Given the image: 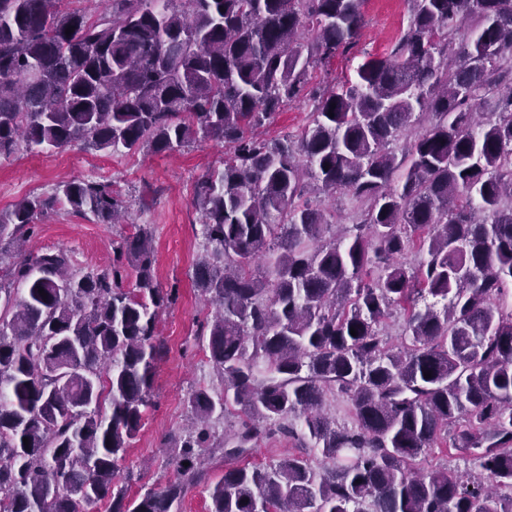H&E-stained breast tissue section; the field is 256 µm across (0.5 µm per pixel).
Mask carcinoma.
Here are the masks:
<instances>
[{"label":"carcinoma","mask_w":512,"mask_h":512,"mask_svg":"<svg viewBox=\"0 0 512 512\" xmlns=\"http://www.w3.org/2000/svg\"><path fill=\"white\" fill-rule=\"evenodd\" d=\"M64 2L0 0V159L228 147L193 188L194 284L215 308L200 334L221 388L187 398L180 478L128 498L118 462L151 404L171 300L151 231L79 277L66 253L19 242L59 204L117 224L121 195L84 179L24 198L0 213V512H179L211 448L224 474L209 512H512V0H410L389 51L320 93L296 141L255 131L356 43L366 0ZM310 181L365 203L361 223L325 238ZM395 313L398 352L384 335ZM335 387L351 428L323 410ZM232 409L239 426L217 442L211 424ZM274 435L331 467L245 461ZM429 448L472 458L484 480L419 467Z\"/></svg>","instance_id":"obj_1"}]
</instances>
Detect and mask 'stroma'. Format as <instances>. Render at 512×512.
<instances>
[{
  "label": "stroma",
  "mask_w": 512,
  "mask_h": 512,
  "mask_svg": "<svg viewBox=\"0 0 512 512\" xmlns=\"http://www.w3.org/2000/svg\"><path fill=\"white\" fill-rule=\"evenodd\" d=\"M363 12L365 24L357 44L310 70L301 95L261 128L263 138L299 136L310 121L316 93L355 79L366 57L385 55L407 27L411 4L409 0H366ZM227 154V148L214 141L163 153L145 148L109 153L75 145L43 152L23 150L0 161V212L27 195L53 194L60 182L71 179L110 181L127 202L130 221L126 224H97L60 207L29 237V251H65L77 272L96 274L110 268L113 245L132 235L136 226H147L153 234L156 281L163 292H175L176 300L158 318L159 336L169 352L157 365L153 404L120 463L119 482L131 498L162 488L172 479L174 450L168 439L187 426L189 392L200 386H220L198 334L212 310L191 279L204 244L193 187L207 170L221 167Z\"/></svg>",
  "instance_id": "obj_1"
}]
</instances>
